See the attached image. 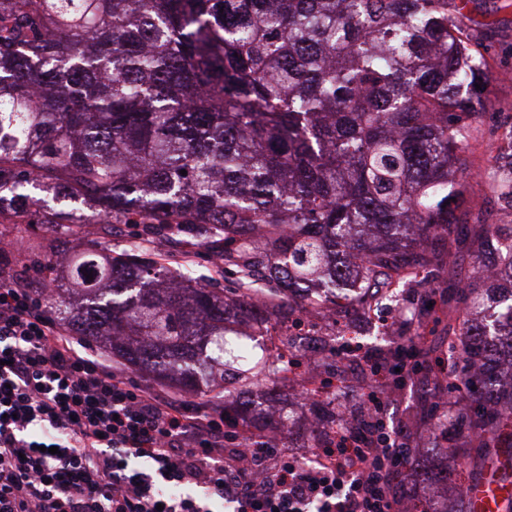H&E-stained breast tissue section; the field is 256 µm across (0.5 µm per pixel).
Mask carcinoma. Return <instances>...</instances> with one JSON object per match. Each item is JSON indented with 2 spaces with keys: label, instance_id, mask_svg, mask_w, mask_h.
I'll return each mask as SVG.
<instances>
[{
  "label": "carcinoma",
  "instance_id": "carcinoma-1",
  "mask_svg": "<svg viewBox=\"0 0 512 512\" xmlns=\"http://www.w3.org/2000/svg\"><path fill=\"white\" fill-rule=\"evenodd\" d=\"M469 0H0V220L54 224L47 198L83 224L141 228L67 253L52 308L74 335L134 370L245 405L276 361L248 347L224 378V337L263 333L257 280L311 305L364 292L467 238V181L453 167L489 105L492 72ZM187 174H181V171ZM489 186L512 209V154ZM478 264L512 224H482ZM213 251L235 298L172 270L139 239ZM363 255L360 273L346 259ZM92 279H87V275ZM457 294L489 305L505 338L471 325L456 379L470 388L453 451L512 483V287L475 271Z\"/></svg>",
  "mask_w": 512,
  "mask_h": 512
}]
</instances>
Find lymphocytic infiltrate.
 I'll return each mask as SVG.
<instances>
[{
    "mask_svg": "<svg viewBox=\"0 0 512 512\" xmlns=\"http://www.w3.org/2000/svg\"><path fill=\"white\" fill-rule=\"evenodd\" d=\"M50 291L0 260V512H405L400 474L426 442L429 417L453 416L454 370L428 366L434 401L411 430L385 420L373 378L358 431L336 408V430L310 466L248 440L224 404L173 398L108 366L60 326ZM274 462L271 487L253 467Z\"/></svg>",
    "mask_w": 512,
    "mask_h": 512,
    "instance_id": "obj_1",
    "label": "lymphocytic infiltrate"
}]
</instances>
